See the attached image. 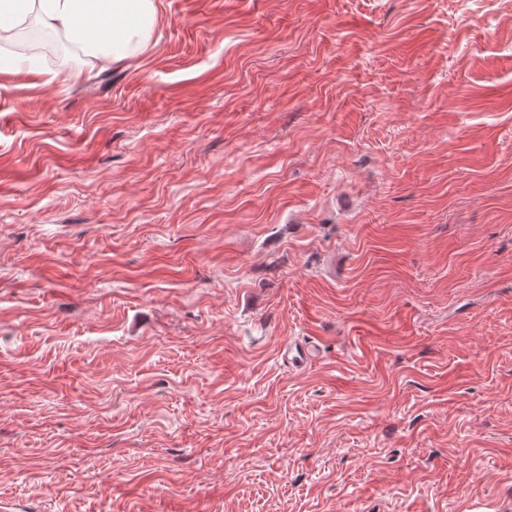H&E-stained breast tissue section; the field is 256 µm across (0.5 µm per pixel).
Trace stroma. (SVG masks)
I'll use <instances>...</instances> for the list:
<instances>
[{"instance_id": "stroma-1", "label": "stroma", "mask_w": 512, "mask_h": 512, "mask_svg": "<svg viewBox=\"0 0 512 512\" xmlns=\"http://www.w3.org/2000/svg\"><path fill=\"white\" fill-rule=\"evenodd\" d=\"M77 64L0 70V501L512 512V0H158Z\"/></svg>"}]
</instances>
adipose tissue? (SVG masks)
Here are the masks:
<instances>
[{
  "instance_id": "obj_1",
  "label": "adipose tissue",
  "mask_w": 512,
  "mask_h": 512,
  "mask_svg": "<svg viewBox=\"0 0 512 512\" xmlns=\"http://www.w3.org/2000/svg\"><path fill=\"white\" fill-rule=\"evenodd\" d=\"M157 0H0V32L28 27L65 37L75 48L81 69H106L145 53L157 23Z\"/></svg>"
}]
</instances>
